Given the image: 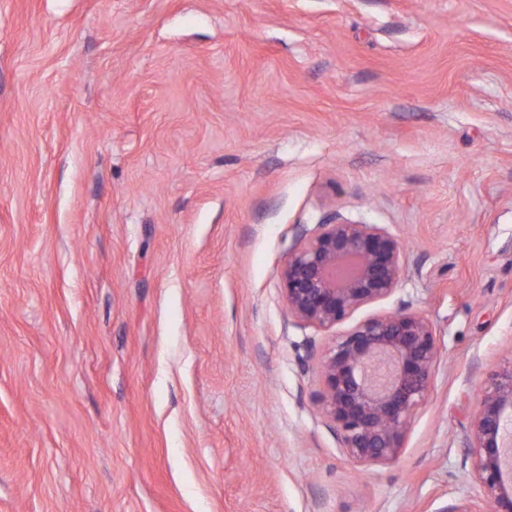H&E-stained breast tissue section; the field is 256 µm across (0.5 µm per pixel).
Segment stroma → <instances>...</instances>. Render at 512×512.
Returning a JSON list of instances; mask_svg holds the SVG:
<instances>
[{
	"label": "stroma",
	"mask_w": 512,
	"mask_h": 512,
	"mask_svg": "<svg viewBox=\"0 0 512 512\" xmlns=\"http://www.w3.org/2000/svg\"><path fill=\"white\" fill-rule=\"evenodd\" d=\"M337 216L405 247L355 320L438 334L388 464L282 291ZM511 362L512 0H0V512L477 508ZM465 441L472 474L490 507L478 512H512V362L491 374L479 389L477 411Z\"/></svg>",
	"instance_id": "stroma-1"
}]
</instances>
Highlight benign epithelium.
Here are the masks:
<instances>
[{
  "mask_svg": "<svg viewBox=\"0 0 512 512\" xmlns=\"http://www.w3.org/2000/svg\"><path fill=\"white\" fill-rule=\"evenodd\" d=\"M402 270L401 244L388 230L345 219L317 224L282 269L289 317L302 327L333 330L360 308L390 297ZM438 358L435 329L416 312L369 317L336 335L320 360L317 402L353 461L396 459ZM466 448L487 512H512V478H505L512 473V363L479 389Z\"/></svg>",
  "mask_w": 512,
  "mask_h": 512,
  "instance_id": "1",
  "label": "benign epithelium"
}]
</instances>
